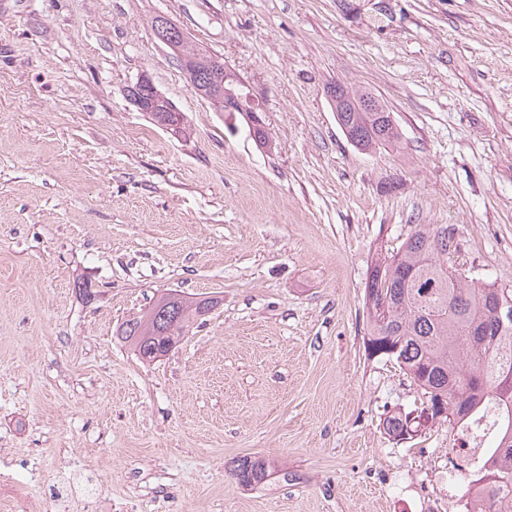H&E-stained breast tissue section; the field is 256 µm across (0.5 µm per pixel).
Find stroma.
I'll use <instances>...</instances> for the list:
<instances>
[{
  "instance_id": "35a3bbf8",
  "label": "stroma",
  "mask_w": 512,
  "mask_h": 512,
  "mask_svg": "<svg viewBox=\"0 0 512 512\" xmlns=\"http://www.w3.org/2000/svg\"><path fill=\"white\" fill-rule=\"evenodd\" d=\"M159 16L251 85L271 147L195 95ZM143 74L187 136L129 99ZM333 83L398 141L352 144ZM418 224L512 288V0H0V464L38 469L29 512L72 466L116 512H463L476 449L389 436L421 392L363 345L375 249ZM171 291L216 305L142 361L116 330ZM233 475L245 486L261 484L267 477V463L262 459H240L233 470Z\"/></svg>"
}]
</instances>
